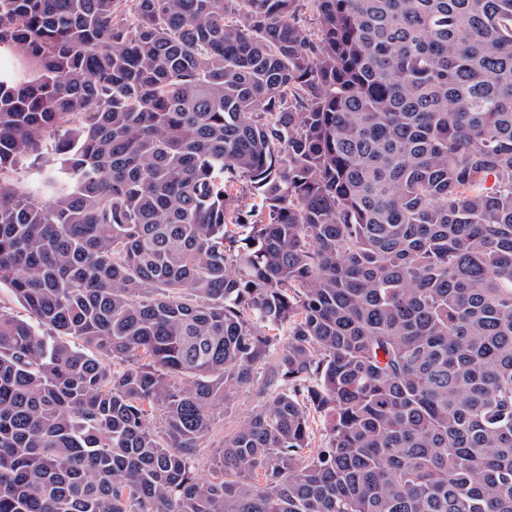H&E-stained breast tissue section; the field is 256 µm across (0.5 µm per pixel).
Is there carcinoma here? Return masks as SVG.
<instances>
[{"label":"carcinoma","mask_w":512,"mask_h":512,"mask_svg":"<svg viewBox=\"0 0 512 512\" xmlns=\"http://www.w3.org/2000/svg\"><path fill=\"white\" fill-rule=\"evenodd\" d=\"M308 2L0 0V512H512V0ZM259 386L255 385L253 388L238 391L234 395L232 408L227 413L224 414L222 405L212 410V431L208 440L203 444L205 448H201L200 452L202 468L199 472L202 478H211L213 473L209 448L223 441L224 432L231 431L237 424L247 419L262 400V397L258 395Z\"/></svg>","instance_id":"carcinoma-1"}]
</instances>
